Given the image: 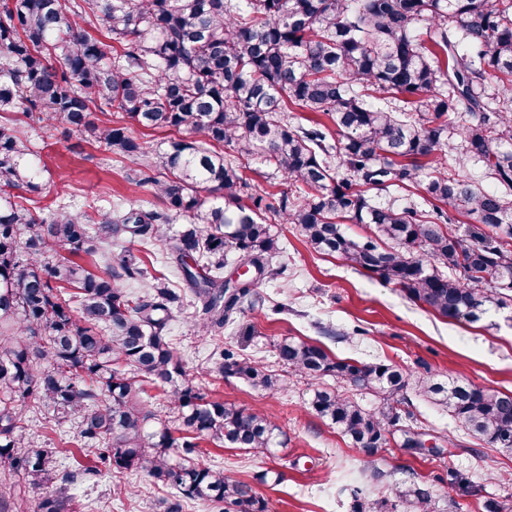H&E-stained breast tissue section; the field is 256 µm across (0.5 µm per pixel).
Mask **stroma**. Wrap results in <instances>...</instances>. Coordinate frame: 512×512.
Returning a JSON list of instances; mask_svg holds the SVG:
<instances>
[{"label":"stroma","instance_id":"1","mask_svg":"<svg viewBox=\"0 0 512 512\" xmlns=\"http://www.w3.org/2000/svg\"><path fill=\"white\" fill-rule=\"evenodd\" d=\"M20 130L40 154L47 176L62 178L65 190L60 202L84 210L97 205L98 193L106 188L139 204L151 202L149 188L125 181L128 162L105 148L68 134L61 125L41 130L27 122ZM281 230L279 260L287 276L262 283L260 306L238 315V325L255 329L248 337L239 335L235 327L203 335L198 325L200 307L176 278L164 246L128 245L144 261L145 282L167 275L171 287L183 293L167 341L189 378L226 401L271 414L280 428V443L271 455L210 445L201 463L248 482L267 501L269 512H350L352 487H360L368 498L392 503L397 492L415 481L431 485L435 512H485L489 499L512 505V448L487 447L462 431L446 408L417 397L411 404L410 428L423 434L433 451H408L397 432L380 455L383 478L362 473V452L309 410L307 381L289 373L274 348L285 336L319 340L335 357L394 363L413 384L449 377L512 391V314L493 311L474 324L441 318L409 301L400 289L353 271L336 257L316 253L295 225H282ZM227 348L284 379L285 390L273 394L219 375L217 357ZM26 420L47 447H62L67 466L95 465V455L66 443L63 432L43 429L40 414L28 413ZM452 471L469 477L477 492L451 485ZM119 484L126 486V494L115 493ZM50 488L66 490L80 512H139L143 500L173 494L146 476L116 473L68 483L56 479Z\"/></svg>","mask_w":512,"mask_h":512}]
</instances>
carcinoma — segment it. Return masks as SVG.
Wrapping results in <instances>:
<instances>
[{"label": "carcinoma", "instance_id": "carcinoma-1", "mask_svg": "<svg viewBox=\"0 0 512 512\" xmlns=\"http://www.w3.org/2000/svg\"><path fill=\"white\" fill-rule=\"evenodd\" d=\"M99 26L111 44L92 34ZM112 109L119 119L97 117ZM295 110L328 117L336 135L318 119L291 124ZM0 112L61 122L103 145L130 163L126 181L156 199L92 213L43 208L51 185L38 151L0 122V478L40 489L56 476V449L39 446L26 422L34 409L47 425L71 423L107 472L175 490L142 512H182L185 499L268 512L249 484L196 457L203 443L265 454L278 426L187 378L166 342L182 296L161 278L131 293L141 259L112 254L114 242L167 244L205 333L233 324L259 303L255 288L284 277L276 220L442 318L476 322L512 308V0H0ZM451 112L462 124L448 123ZM134 125L179 137L154 153ZM455 137V163L482 164L494 189L448 172ZM255 160L286 187L257 192L247 175ZM391 186L422 192L431 212L368 195ZM450 210L468 219L465 234ZM344 223L371 232L350 238ZM172 224L184 228L172 234ZM232 251L249 267L236 279L224 275ZM275 351L311 381V410L371 465L412 418L407 376L392 363L335 359L288 338ZM218 373L281 386L231 350ZM145 383L166 415L140 398ZM342 385L379 405L365 408ZM414 392L487 445L512 448V392L453 378ZM400 499L405 512H431L433 490L421 482ZM37 512L77 510L56 493Z\"/></svg>", "mask_w": 512, "mask_h": 512}]
</instances>
